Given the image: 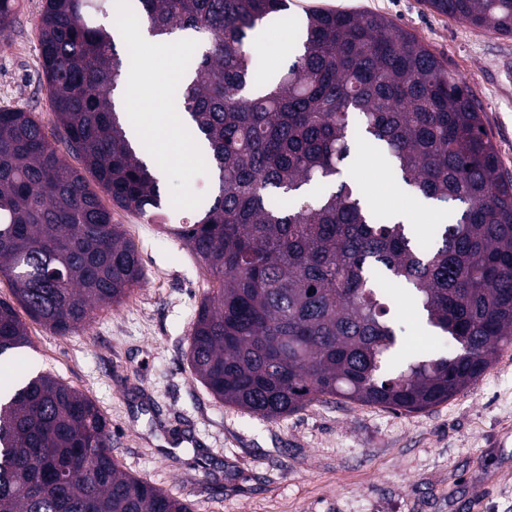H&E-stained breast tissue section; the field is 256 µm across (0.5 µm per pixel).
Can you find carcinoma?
<instances>
[{
    "label": "carcinoma",
    "instance_id": "obj_1",
    "mask_svg": "<svg viewBox=\"0 0 512 512\" xmlns=\"http://www.w3.org/2000/svg\"><path fill=\"white\" fill-rule=\"evenodd\" d=\"M17 0H0V35ZM108 0H45L42 67L59 135L0 109V276L27 315L66 336L122 303L144 273L100 199L153 218L173 203L129 140L112 92L132 69L97 18ZM512 37V0H424ZM154 35L186 31L177 91L184 131L216 190L166 224L219 282L201 301L186 353L221 401L286 418L320 396L416 412L468 388L512 344V179L480 106L448 66L386 16L313 8L294 57L264 76L254 40L288 23V0H117ZM94 178L72 168L59 144ZM386 153L416 197L451 210L432 243L362 199L345 171ZM322 192H299L307 184ZM446 349L406 352L387 286ZM0 300V356L26 344ZM93 401L47 374L0 400V512H193L121 472Z\"/></svg>",
    "mask_w": 512,
    "mask_h": 512
}]
</instances>
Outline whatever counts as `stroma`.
I'll list each match as a JSON object with an SVG mask.
<instances>
[{
  "instance_id": "1",
  "label": "stroma",
  "mask_w": 512,
  "mask_h": 512,
  "mask_svg": "<svg viewBox=\"0 0 512 512\" xmlns=\"http://www.w3.org/2000/svg\"><path fill=\"white\" fill-rule=\"evenodd\" d=\"M376 13L414 33L480 103L503 171L512 174V37L431 11L424 0H291ZM44 0H20L0 38V108L56 118L41 67ZM161 49L142 48L140 94L176 111L179 76L155 69ZM375 206L392 212L414 197L388 158L367 152L351 168ZM167 197L213 193L211 171L168 161ZM113 223L136 245L146 274L120 305L93 310L59 336L26 320L28 342L0 357L18 377L50 374L91 399L107 419L120 468L194 512H512V345L447 402L408 413L322 396L281 420L217 400L186 360L192 323L215 281L181 240L114 207Z\"/></svg>"
}]
</instances>
